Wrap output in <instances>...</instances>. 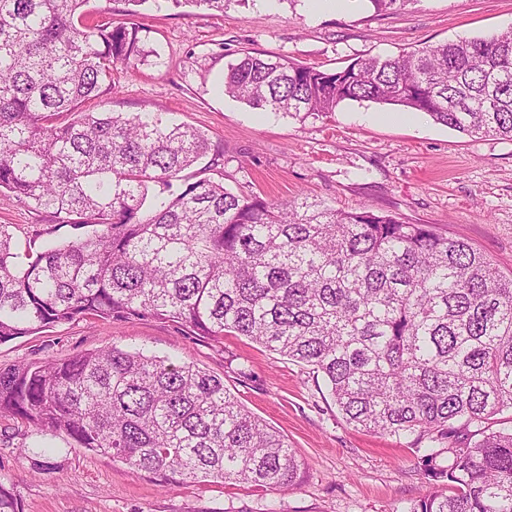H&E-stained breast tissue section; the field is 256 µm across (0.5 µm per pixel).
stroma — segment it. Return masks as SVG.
Listing matches in <instances>:
<instances>
[{"label":"stroma","instance_id":"obj_1","mask_svg":"<svg viewBox=\"0 0 512 512\" xmlns=\"http://www.w3.org/2000/svg\"><path fill=\"white\" fill-rule=\"evenodd\" d=\"M92 24L131 21L149 55L121 73L89 112H171L203 132L211 150L195 171L240 195L309 197L336 208H370L430 224L467 240L512 274V141L468 136L414 112L390 120L391 106L347 101L335 112L291 118L224 95L230 63L244 51L336 69L370 56L512 28V0H406L376 12L369 0L313 11L310 0H225L223 11L152 0L128 14L126 0H89ZM0 224L19 243L75 240L72 225L8 196ZM118 346L188 360L224 379L255 415L281 432L305 463L283 491L212 482L168 484L111 456L74 447L0 416V484L22 512H406L430 487L411 440L355 429L322 377L242 336L200 340L155 319H82L0 344V367L67 358Z\"/></svg>","mask_w":512,"mask_h":512}]
</instances>
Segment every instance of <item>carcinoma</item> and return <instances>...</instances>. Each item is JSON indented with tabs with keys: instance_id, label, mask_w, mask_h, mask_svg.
Wrapping results in <instances>:
<instances>
[{
	"instance_id": "1",
	"label": "carcinoma",
	"mask_w": 512,
	"mask_h": 512,
	"mask_svg": "<svg viewBox=\"0 0 512 512\" xmlns=\"http://www.w3.org/2000/svg\"><path fill=\"white\" fill-rule=\"evenodd\" d=\"M89 0H0V192L89 227L16 252L0 224V343L76 319L175 322L245 336L322 375L353 426L428 443L438 490L406 512H512V277L468 241L366 206L239 195L200 178L210 149L161 113L83 112L144 57L135 24H89ZM224 93L285 116L346 100L422 112L512 141V28L327 70L246 53ZM172 483L281 490L295 449L192 362L116 346L0 369V415ZM448 453L437 462L433 445ZM0 512H20L0 484Z\"/></svg>"
}]
</instances>
